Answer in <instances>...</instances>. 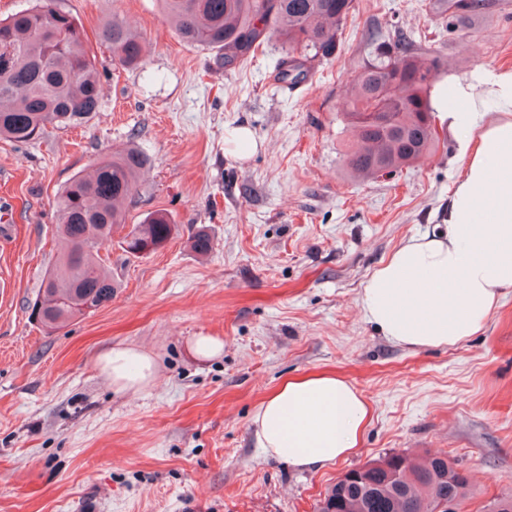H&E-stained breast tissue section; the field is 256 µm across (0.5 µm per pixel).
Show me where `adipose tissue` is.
Wrapping results in <instances>:
<instances>
[{"label":"adipose tissue","instance_id":"ef3b65f1","mask_svg":"<svg viewBox=\"0 0 512 512\" xmlns=\"http://www.w3.org/2000/svg\"><path fill=\"white\" fill-rule=\"evenodd\" d=\"M442 93L474 107L467 115L443 114L449 125L468 131L444 228L400 243L369 275L361 295L377 331L407 347L466 340L512 289V69L477 85L449 81ZM489 99L497 111H482ZM97 365L120 391L145 388L157 372L155 358L136 346L104 351ZM369 416L353 384L318 375L285 382L258 405L252 429L266 454L311 470L354 453Z\"/></svg>","mask_w":512,"mask_h":512}]
</instances>
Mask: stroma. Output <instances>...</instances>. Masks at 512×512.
<instances>
[{
	"mask_svg": "<svg viewBox=\"0 0 512 512\" xmlns=\"http://www.w3.org/2000/svg\"><path fill=\"white\" fill-rule=\"evenodd\" d=\"M429 0H354L338 54L295 88L275 79L270 43L228 69L185 45L158 0H57L93 43L100 110L86 127L0 139V512H316L328 487L387 453L445 452L469 478V512L512 495V290L481 330L448 347L388 341L362 311V288L403 240L432 231L462 165V129L437 123V149L392 175L344 164L356 141L346 91L372 32L440 56V82L512 67V0H485L470 37L442 32ZM149 46L121 68L95 42L111 19ZM259 144L238 156L233 136ZM137 147L150 164L126 221L154 212L178 236L140 257H102L110 303L48 333L30 319L60 245L57 191L98 157ZM211 229L205 257L192 226ZM223 340L195 360L188 341ZM152 353L158 374L115 390L98 356ZM330 373L357 387L372 421L347 460L300 471L257 447L251 418L289 379Z\"/></svg>",
	"mask_w": 512,
	"mask_h": 512,
	"instance_id": "obj_1",
	"label": "stroma"
}]
</instances>
